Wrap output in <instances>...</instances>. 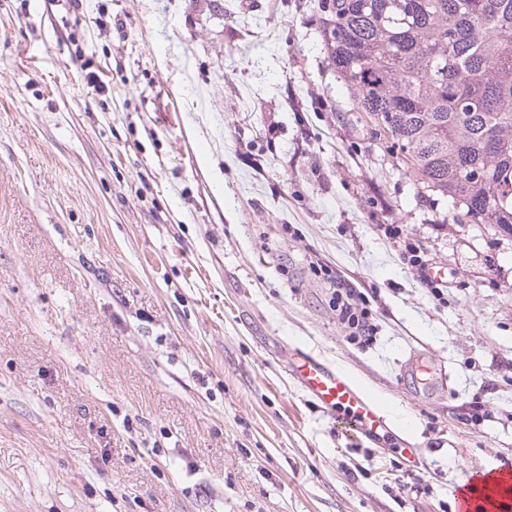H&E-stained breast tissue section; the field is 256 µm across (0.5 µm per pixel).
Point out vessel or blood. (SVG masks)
Returning <instances> with one entry per match:
<instances>
[{"label":"vessel or blood","instance_id":"1","mask_svg":"<svg viewBox=\"0 0 512 512\" xmlns=\"http://www.w3.org/2000/svg\"><path fill=\"white\" fill-rule=\"evenodd\" d=\"M417 388L431 391L443 377L422 357L411 356L403 368ZM289 372L299 387L326 411L339 414L338 426L357 436L389 430L391 413L346 371L305 351L294 353ZM459 512H512V502L489 501L474 474H464L457 489Z\"/></svg>","mask_w":512,"mask_h":512}]
</instances>
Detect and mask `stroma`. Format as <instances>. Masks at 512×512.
Returning <instances> with one entry per match:
<instances>
[{
    "instance_id": "obj_1",
    "label": "stroma",
    "mask_w": 512,
    "mask_h": 512,
    "mask_svg": "<svg viewBox=\"0 0 512 512\" xmlns=\"http://www.w3.org/2000/svg\"><path fill=\"white\" fill-rule=\"evenodd\" d=\"M318 3L0 0V512H457L465 471H512V234L421 192ZM293 345L412 423L417 495ZM415 351L448 387L402 385ZM333 300L338 311V319L346 329L351 340L359 344H369L373 340L376 325L365 299L349 288L337 285L333 291Z\"/></svg>"
}]
</instances>
